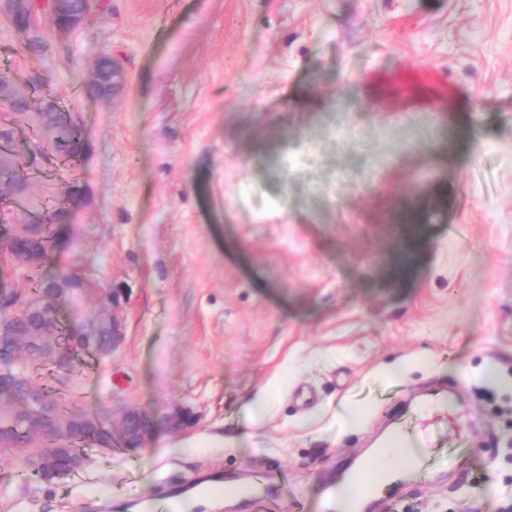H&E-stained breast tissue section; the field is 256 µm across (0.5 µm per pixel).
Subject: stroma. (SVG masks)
Wrapping results in <instances>:
<instances>
[{
  "label": "stroma",
  "instance_id": "35a3bbf8",
  "mask_svg": "<svg viewBox=\"0 0 512 512\" xmlns=\"http://www.w3.org/2000/svg\"><path fill=\"white\" fill-rule=\"evenodd\" d=\"M108 3L42 21L41 55L0 11V68L81 115L85 163L34 189L85 185L56 256L95 284L85 316L119 296L124 331L75 382L33 377L194 423L143 448L113 429L39 487L0 457V512H140L267 467L320 512L438 392L456 423L428 426L427 467L367 512H512V0ZM102 56L122 85L90 98Z\"/></svg>",
  "mask_w": 512,
  "mask_h": 512
}]
</instances>
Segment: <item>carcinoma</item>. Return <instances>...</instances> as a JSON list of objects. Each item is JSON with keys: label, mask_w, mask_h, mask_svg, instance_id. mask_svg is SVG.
<instances>
[{"label": "carcinoma", "mask_w": 512, "mask_h": 512, "mask_svg": "<svg viewBox=\"0 0 512 512\" xmlns=\"http://www.w3.org/2000/svg\"><path fill=\"white\" fill-rule=\"evenodd\" d=\"M0 101L13 114L27 117L30 141L38 145L40 158L47 161L52 156L58 163L82 165L85 134L74 113L49 99L32 106L28 94L4 70L0 71ZM12 126V120L0 123V195L6 196L40 172L37 166H23L13 154ZM13 203L28 213L35 225L39 260L26 267V280L30 291L40 293L49 274L59 271L53 251L59 235L69 227V214L34 193ZM83 298V293L73 289L54 308L46 341L62 335L65 347L76 349V336L62 326L60 312L67 309L72 319L81 318ZM15 322V335H0V452L27 456L33 480L49 484L75 472L74 461L86 456V447L112 443V412L75 408L67 398L36 384L25 356L28 326L20 316Z\"/></svg>", "instance_id": "cac0c4a2"}]
</instances>
